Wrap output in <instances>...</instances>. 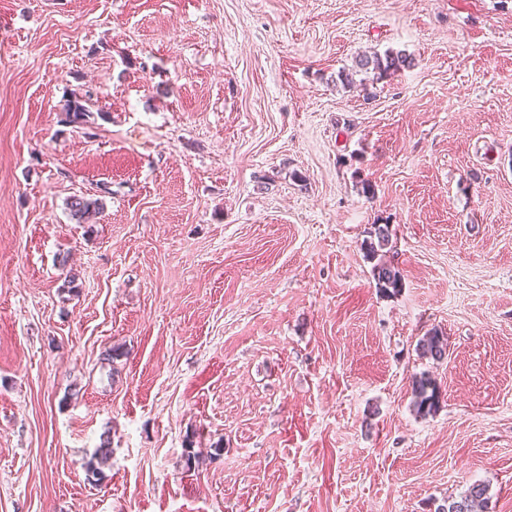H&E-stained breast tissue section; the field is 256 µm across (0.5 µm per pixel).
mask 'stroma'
<instances>
[{
    "instance_id": "1",
    "label": "stroma",
    "mask_w": 512,
    "mask_h": 512,
    "mask_svg": "<svg viewBox=\"0 0 512 512\" xmlns=\"http://www.w3.org/2000/svg\"><path fill=\"white\" fill-rule=\"evenodd\" d=\"M384 222L394 297L360 247ZM477 483L512 512V0H0V512ZM409 65L410 60L408 56L401 52L387 53L384 57L378 56L377 54L373 56L364 55L359 57L358 61H356V66L360 69L359 71L364 70L365 73H368V70H371L374 75H378L376 80L388 73L390 74V72L398 71ZM95 194H84L81 195H73L70 198V202H68V208L70 210V215L73 219H75L78 223L84 221L90 214L99 211L103 208L102 201L95 197ZM415 406L419 413L433 412L439 404V392L434 382L429 377L421 376L414 381Z\"/></svg>"
}]
</instances>
